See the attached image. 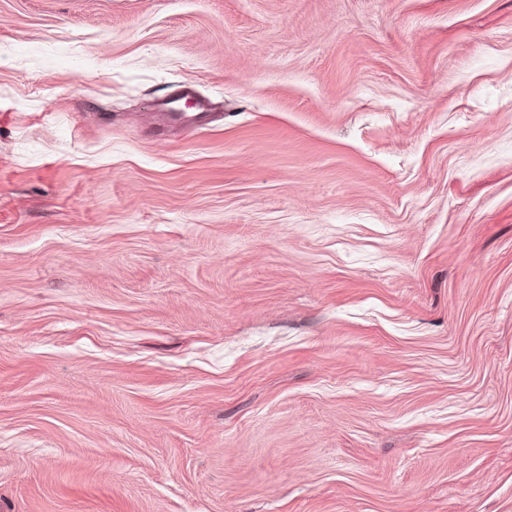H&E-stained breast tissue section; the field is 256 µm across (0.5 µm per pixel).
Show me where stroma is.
Returning <instances> with one entry per match:
<instances>
[{"instance_id": "stroma-1", "label": "stroma", "mask_w": 512, "mask_h": 512, "mask_svg": "<svg viewBox=\"0 0 512 512\" xmlns=\"http://www.w3.org/2000/svg\"><path fill=\"white\" fill-rule=\"evenodd\" d=\"M0 512H512V0H0ZM179 96L180 94H175L163 104L166 111L163 114L167 115L174 122L188 125L202 126L208 123L209 112H205L204 105L198 104L196 108L198 112H182L177 102Z\"/></svg>"}]
</instances>
